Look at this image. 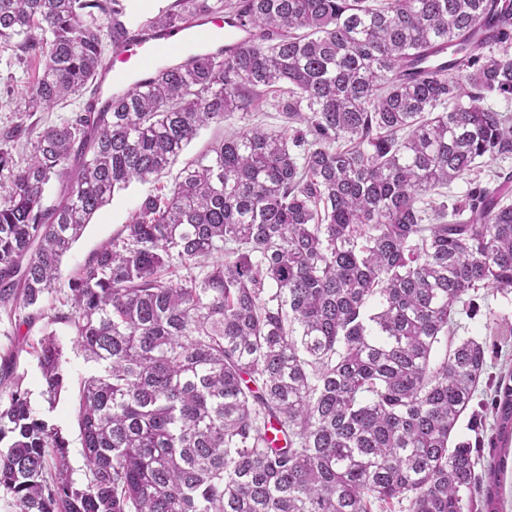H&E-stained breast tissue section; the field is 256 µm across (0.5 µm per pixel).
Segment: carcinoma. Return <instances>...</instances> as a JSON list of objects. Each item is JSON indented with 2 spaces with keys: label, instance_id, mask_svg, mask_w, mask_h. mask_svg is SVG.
<instances>
[{
  "label": "carcinoma",
  "instance_id": "carcinoma-1",
  "mask_svg": "<svg viewBox=\"0 0 512 512\" xmlns=\"http://www.w3.org/2000/svg\"><path fill=\"white\" fill-rule=\"evenodd\" d=\"M221 13L242 45L88 99L25 157L26 126L0 132V309L67 326L95 367L76 478L67 439L0 363V499L15 512H494L512 385H495L483 463L454 437L487 347L454 318L481 288L512 293V175H477L512 157V116L484 106L512 99V0H174L150 22ZM134 26L126 0H0V54L41 66L18 111L93 87L107 40ZM270 91L288 128L216 141L60 279L115 193L158 180L202 127ZM470 173L462 198L427 201ZM30 347L53 405L63 348L51 332Z\"/></svg>",
  "mask_w": 512,
  "mask_h": 512
}]
</instances>
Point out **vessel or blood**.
<instances>
[{
  "label": "vessel or blood",
  "instance_id": "1",
  "mask_svg": "<svg viewBox=\"0 0 512 512\" xmlns=\"http://www.w3.org/2000/svg\"><path fill=\"white\" fill-rule=\"evenodd\" d=\"M225 23L223 19L202 14L190 21L168 27L140 22L132 36L118 40L112 48V63L99 78L102 89L124 80L148 82L158 57L173 60L209 48Z\"/></svg>",
  "mask_w": 512,
  "mask_h": 512
}]
</instances>
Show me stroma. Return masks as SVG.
Segmentation results:
<instances>
[{
  "mask_svg": "<svg viewBox=\"0 0 512 512\" xmlns=\"http://www.w3.org/2000/svg\"><path fill=\"white\" fill-rule=\"evenodd\" d=\"M39 65L37 62L15 63L0 62V129L16 123L43 129L67 116L70 109L76 108L78 98H71L66 107L33 113L22 117L17 105L29 91ZM284 123L274 97H267L257 109L250 113H232L226 117L223 125L202 128L197 137L187 146L179 157L180 163H188L206 151L212 142L228 132L244 126L261 125L270 130L279 129ZM149 185L134 183L128 189L116 194L112 202L98 213L88 224L82 237L64 257L61 265L62 275H69L78 265L86 261L103 243L112 239L127 224L141 197L148 193ZM504 316V325L490 323L488 312ZM458 333L473 336L487 342L489 353L485 382L480 386L473 403L472 411L466 412L460 419L457 435L459 438H474L483 415H486L493 396V384L500 378L512 375V294L502 296L488 289L479 290L471 303L455 316ZM38 330L16 331L0 321V355L14 352L17 356V373L23 379L22 386L27 390L31 407L35 414L50 419L62 431L69 442L68 455L74 471L83 467L82 448L77 426L76 402L73 392L64 393L55 405H48L42 395L41 371L36 358L29 352L32 339L38 338Z\"/></svg>",
  "mask_w": 512,
  "mask_h": 512,
  "instance_id": "obj_1",
  "label": "stroma"
}]
</instances>
